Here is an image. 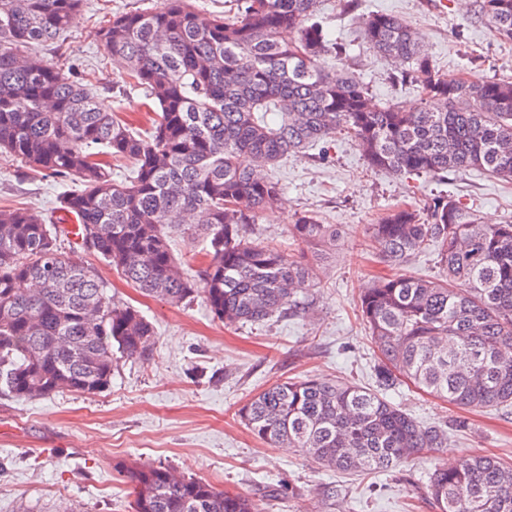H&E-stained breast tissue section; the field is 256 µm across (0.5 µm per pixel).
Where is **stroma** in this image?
I'll return each mask as SVG.
<instances>
[{
	"mask_svg": "<svg viewBox=\"0 0 512 512\" xmlns=\"http://www.w3.org/2000/svg\"><path fill=\"white\" fill-rule=\"evenodd\" d=\"M157 0H85L68 29L41 48L69 77L86 79L107 111L147 129L142 88L100 49L96 31L107 14L155 6ZM479 0H320L325 26L344 55L326 56L327 71L352 72L374 104L405 110L421 104L416 84L402 79L404 63L376 54L361 36L372 12L404 18L418 30L439 71L450 78H512V41L500 39L479 12ZM317 149L267 166L264 177L285 188L281 207L248 225L249 238L308 263L317 276L313 310L261 324L227 326L202 299L173 306L147 297L75 242L63 250L104 281L113 302L139 309L155 330L149 359L116 357L111 385L87 395L64 392L18 400L0 393V512H132L125 468L162 464L185 477L263 503L265 512H436L423 491L432 470L494 454L512 460V410L458 408L401 388L392 398L425 424L451 425L446 448L415 457L390 472L363 476L324 469L298 448L256 439L240 408L267 386L294 378H322L374 387V338L358 301L375 276L389 273L365 238L395 206H422L450 195L485 224L512 216V182L478 170L442 180L396 176L368 166L348 135L337 132L329 157ZM68 185L0 159V207L56 214ZM341 232L327 246L302 244L290 227L302 212ZM170 246L184 273L199 278L209 241L202 227L176 230ZM335 496H327L328 488Z\"/></svg>",
	"mask_w": 512,
	"mask_h": 512,
	"instance_id": "obj_1",
	"label": "stroma"
}]
</instances>
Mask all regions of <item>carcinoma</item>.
Segmentation results:
<instances>
[{"mask_svg":"<svg viewBox=\"0 0 512 512\" xmlns=\"http://www.w3.org/2000/svg\"><path fill=\"white\" fill-rule=\"evenodd\" d=\"M83 0H0V154L71 183L60 209L78 241L139 291L173 305L202 296L226 325L273 314L306 315L313 270L250 240L246 225L281 203V186L256 170L344 130L368 165L443 178L477 169L512 180V81L445 78L404 19L362 22L376 53L409 63L422 105L374 106L349 74H330L336 42L318 0H234L228 14L191 0H160L119 13L97 32L155 107L148 135L103 111L84 84L38 55L68 27ZM496 33L512 40V0H479ZM134 164L116 181L100 155ZM205 224L210 251L199 280L185 276L168 230ZM292 236L336 241L334 224L303 213ZM379 254L401 266L438 248L440 278L379 279L360 299L379 351L376 389L306 378L275 383L240 410L266 443L300 448L322 467L389 472L448 447V431L424 425L386 398L402 381L461 408H512V219L481 224L440 196L397 207L366 229ZM67 225L23 208H0V392L17 399L96 394L111 384L114 352L145 360L153 325L112 302L105 285L72 262ZM132 512H262L247 497L161 464L125 470ZM437 512H512V462L496 455L437 468L425 486Z\"/></svg>","mask_w":512,"mask_h":512,"instance_id":"obj_1","label":"carcinoma"}]
</instances>
